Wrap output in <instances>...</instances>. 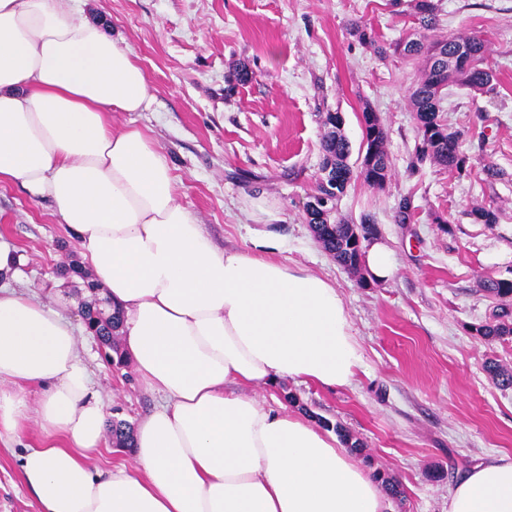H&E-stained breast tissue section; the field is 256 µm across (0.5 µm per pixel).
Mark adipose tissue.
Listing matches in <instances>:
<instances>
[{"instance_id": "adipose-tissue-1", "label": "adipose tissue", "mask_w": 512, "mask_h": 512, "mask_svg": "<svg viewBox=\"0 0 512 512\" xmlns=\"http://www.w3.org/2000/svg\"><path fill=\"white\" fill-rule=\"evenodd\" d=\"M151 90L132 48L65 0H0V182L49 200L124 312L138 380L160 405L129 464L92 468L105 405L73 323L0 289V439L35 420L20 457L42 512H387L335 435L251 395L291 378L350 385L362 353L336 287L262 254L217 249L178 200L166 156L116 112ZM44 389L29 404L24 384ZM448 512H512V457L473 466Z\"/></svg>"}]
</instances>
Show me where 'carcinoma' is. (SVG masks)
I'll return each instance as SVG.
<instances>
[{
  "instance_id": "1",
  "label": "carcinoma",
  "mask_w": 512,
  "mask_h": 512,
  "mask_svg": "<svg viewBox=\"0 0 512 512\" xmlns=\"http://www.w3.org/2000/svg\"><path fill=\"white\" fill-rule=\"evenodd\" d=\"M439 7L435 0H410L411 15L417 21L414 32L391 43H381L373 30L365 24H351L352 33L358 41L370 46L382 58L391 54L420 64V76L409 88V98L416 112L418 140L415 146V159L436 162L449 171L462 175L467 171L468 158L461 149V134L448 129L442 116L441 102L448 85L458 84L474 92L491 88L493 71L483 66L486 54V41L477 36L448 37L432 40L429 31L437 20ZM365 133L362 147L360 176L373 187L383 186L389 176V162L386 152L387 132L380 118L369 108L362 112ZM323 160L321 170L329 171L330 178L319 180L313 201L327 197L334 201L324 213L307 207L308 223L315 225L312 233L323 248L336 262L350 271L362 268L363 242L374 230L372 218L361 216L360 223L350 224L337 215L335 202L345 193L353 177L348 163L349 144L342 133L327 129L322 137ZM482 290L495 296L512 295L511 280H485ZM109 305L108 317L101 316L97 305L91 302L84 306L82 314L89 333L113 352L112 335L123 327L124 316L120 308ZM476 332L487 338H501L512 335V313L495 311ZM491 379L500 388L512 387V370L491 362L486 366ZM112 438L121 448L132 446L133 429L122 421H114L109 427Z\"/></svg>"
}]
</instances>
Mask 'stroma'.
<instances>
[{
    "instance_id": "1",
    "label": "stroma",
    "mask_w": 512,
    "mask_h": 512,
    "mask_svg": "<svg viewBox=\"0 0 512 512\" xmlns=\"http://www.w3.org/2000/svg\"><path fill=\"white\" fill-rule=\"evenodd\" d=\"M437 3L435 36L481 35L496 76L492 90L452 86L442 102L469 159L463 176L429 162L412 167L418 123L408 89L416 66L379 58L349 31L361 22L387 43L412 33L407 0H70L133 48L153 100L147 111L114 113L113 124L141 129L167 157L179 201L214 244L250 251L259 239H276L275 259L336 285L363 356L352 385L284 379L259 395L363 442L361 463L403 490L392 512H448V495L469 468L512 456V389L485 370L491 360L512 369V337L476 332L493 311L512 310V296L480 286L512 280V259L488 260L512 250V0ZM240 65L251 79L229 80ZM367 107L387 130L390 175L380 188L354 177L338 214L353 224L372 216L397 264L386 282H363L341 267L305 213L328 113H342L355 167ZM489 164L498 177L486 175ZM405 195L414 217L400 224ZM478 207L493 209L496 223L475 220ZM0 246L18 258L0 286L63 306L109 418L134 424L158 406L131 362L108 364L105 347L86 332L81 309L93 274L51 203L0 183ZM41 441L31 421L18 438L0 441V512H41L20 470L25 448Z\"/></svg>"
}]
</instances>
